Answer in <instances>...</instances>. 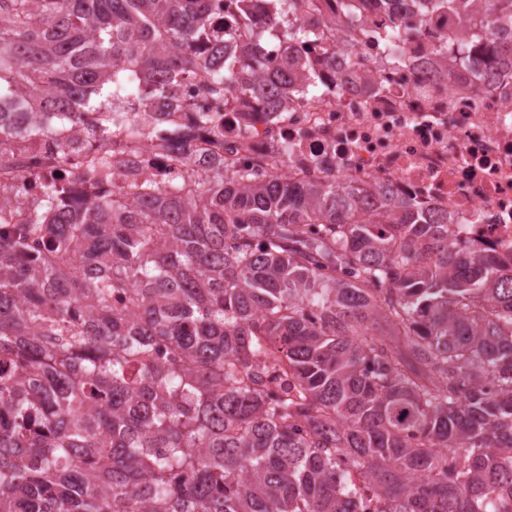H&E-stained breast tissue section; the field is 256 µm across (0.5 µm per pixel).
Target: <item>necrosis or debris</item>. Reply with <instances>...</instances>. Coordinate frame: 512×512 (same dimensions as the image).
Segmentation results:
<instances>
[{"label": "necrosis or debris", "instance_id": "1", "mask_svg": "<svg viewBox=\"0 0 512 512\" xmlns=\"http://www.w3.org/2000/svg\"><path fill=\"white\" fill-rule=\"evenodd\" d=\"M403 13L371 14L356 28V58L337 51L321 72L336 89L316 98L297 97L284 112H240L224 107L204 75L182 76L170 96L179 117L165 120L154 100L130 96L120 108L125 127L112 184L160 190L197 191L206 170L187 160L198 144L223 161L225 173L249 170L266 180L287 161L299 182L348 179L384 187L429 211L447 213L457 240L512 266V72L477 80L458 69L445 78L431 69L433 45L456 36L454 16L434 14L425 32ZM398 29L403 60L387 63L383 32ZM208 124H201V117ZM73 127L55 128L36 139L12 138L7 147L16 171L31 182L19 194V209L31 207L53 184L69 196L106 190L88 176L96 143L84 138L81 151L62 155Z\"/></svg>", "mask_w": 512, "mask_h": 512}]
</instances>
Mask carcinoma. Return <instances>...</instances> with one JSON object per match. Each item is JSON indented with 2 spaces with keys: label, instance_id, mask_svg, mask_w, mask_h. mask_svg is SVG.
I'll return each mask as SVG.
<instances>
[{
  "label": "carcinoma",
  "instance_id": "1",
  "mask_svg": "<svg viewBox=\"0 0 512 512\" xmlns=\"http://www.w3.org/2000/svg\"><path fill=\"white\" fill-rule=\"evenodd\" d=\"M222 2L236 27L206 59L212 0H0V101L34 137L96 113L105 178L109 96L196 70L272 112L328 90L301 53L314 0H264L266 63L253 0ZM333 2L350 55L378 3L454 10L466 36L478 16L484 58L512 62V0ZM1 363L0 512H512V272L383 188L217 168L137 204L0 205Z\"/></svg>",
  "mask_w": 512,
  "mask_h": 512
}]
</instances>
